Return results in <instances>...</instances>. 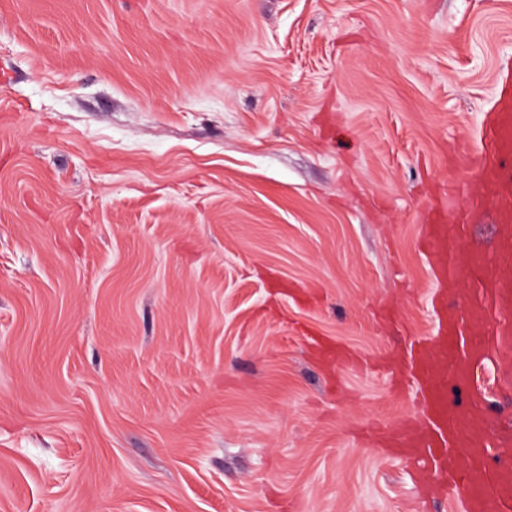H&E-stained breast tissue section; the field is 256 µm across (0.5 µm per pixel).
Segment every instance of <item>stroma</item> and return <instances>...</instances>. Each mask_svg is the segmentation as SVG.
I'll return each instance as SVG.
<instances>
[{"instance_id":"1","label":"stroma","mask_w":512,"mask_h":512,"mask_svg":"<svg viewBox=\"0 0 512 512\" xmlns=\"http://www.w3.org/2000/svg\"><path fill=\"white\" fill-rule=\"evenodd\" d=\"M505 81L512 0H0V512H416L369 433Z\"/></svg>"}]
</instances>
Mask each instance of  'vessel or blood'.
Masks as SVG:
<instances>
[{
  "instance_id": "vessel-or-blood-1",
  "label": "vessel or blood",
  "mask_w": 512,
  "mask_h": 512,
  "mask_svg": "<svg viewBox=\"0 0 512 512\" xmlns=\"http://www.w3.org/2000/svg\"><path fill=\"white\" fill-rule=\"evenodd\" d=\"M512 157V87L501 90L475 161L480 185L496 200L492 220L498 226V262L490 266L473 257L468 291L460 299L438 294L444 321L435 336L412 358L425 405L422 423H408L395 433L396 445L434 491L452 487L461 512H512V466L487 470L490 451L512 456V430L490 435L471 411L448 403L449 380L470 378L485 352L501 353L498 376L512 384V172L502 159ZM448 231L438 225L431 256L442 277L458 271L448 262Z\"/></svg>"
}]
</instances>
